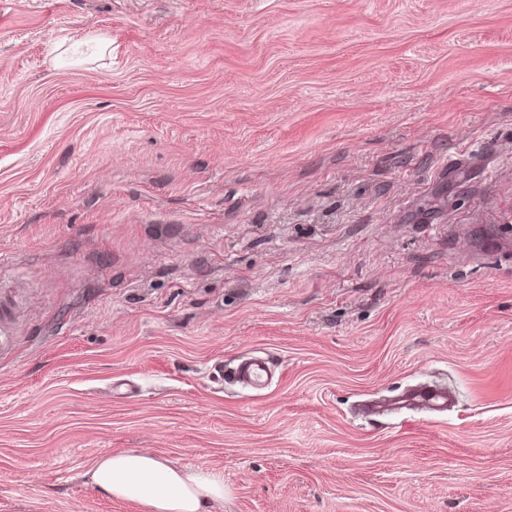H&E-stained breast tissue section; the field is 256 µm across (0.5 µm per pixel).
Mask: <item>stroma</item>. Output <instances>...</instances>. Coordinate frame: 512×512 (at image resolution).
Wrapping results in <instances>:
<instances>
[{"mask_svg": "<svg viewBox=\"0 0 512 512\" xmlns=\"http://www.w3.org/2000/svg\"><path fill=\"white\" fill-rule=\"evenodd\" d=\"M0 324V512H512V0H0ZM234 376L239 383L255 389L262 388L273 377L268 363L257 358L242 361L235 369ZM407 405L430 412L448 411L451 405V393L443 386H420L412 389L402 400L384 401L373 404L372 410L377 412L397 411ZM88 483L115 499H137L151 512H215L224 502V478L174 464L146 450L101 455Z\"/></svg>", "mask_w": 512, "mask_h": 512, "instance_id": "35a3bbf8", "label": "stroma"}]
</instances>
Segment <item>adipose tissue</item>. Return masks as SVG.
<instances>
[{"label": "adipose tissue", "mask_w": 512, "mask_h": 512, "mask_svg": "<svg viewBox=\"0 0 512 512\" xmlns=\"http://www.w3.org/2000/svg\"><path fill=\"white\" fill-rule=\"evenodd\" d=\"M85 476L100 494L139 500L151 512H214L224 501L222 476L179 466L146 450L103 454Z\"/></svg>", "instance_id": "obj_1"}]
</instances>
